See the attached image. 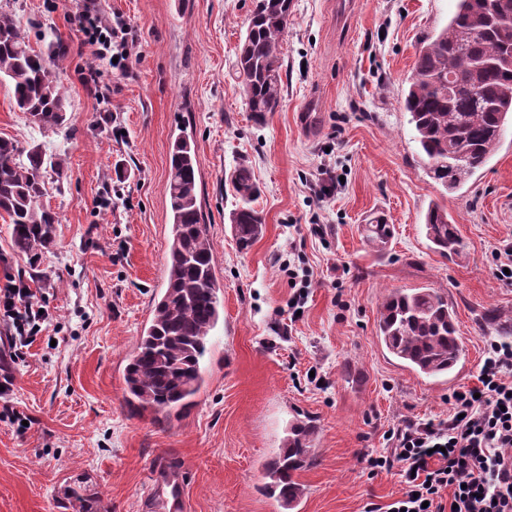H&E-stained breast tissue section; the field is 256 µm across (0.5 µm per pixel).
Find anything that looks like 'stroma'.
<instances>
[{
	"label": "stroma",
	"mask_w": 512,
	"mask_h": 512,
	"mask_svg": "<svg viewBox=\"0 0 512 512\" xmlns=\"http://www.w3.org/2000/svg\"><path fill=\"white\" fill-rule=\"evenodd\" d=\"M78 2L0 0L35 50L67 49L63 125L39 126L0 84V137L41 147L42 203L59 216L53 244L32 266L14 253L0 214V287L23 280L47 311L13 366V398L33 424L20 431L0 421V512H83L88 500L97 512H145L160 462L183 470L189 512H363L401 496L399 472L369 476L365 455L382 450L393 423L447 418L449 394L477 385L486 342L501 336L484 309L512 322V284L493 274L496 249L512 241V126L448 194L430 177L403 108L418 52L455 0H350L346 27L337 0H294L282 99L262 123L235 74L252 0H100L136 32L127 78L80 54L82 36L68 22ZM91 69L94 94L82 79ZM310 98L320 115L313 132L300 117ZM182 133L195 144L224 316L192 407L159 424L130 412L124 372L166 287V180ZM243 163L265 218L245 252L230 227L229 179ZM325 165L342 183L318 200L310 187ZM433 202L447 206L462 257L431 249L424 214ZM378 220L392 232L382 251L366 239ZM295 255L313 270L297 313L285 271ZM415 288L447 296L454 310L465 355L448 379L401 366L376 337L384 295ZM299 418L314 427L316 461L289 509L265 492L263 467Z\"/></svg>",
	"instance_id": "stroma-1"
}]
</instances>
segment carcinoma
<instances>
[{
	"label": "carcinoma",
	"instance_id": "cac0c4a2",
	"mask_svg": "<svg viewBox=\"0 0 512 512\" xmlns=\"http://www.w3.org/2000/svg\"><path fill=\"white\" fill-rule=\"evenodd\" d=\"M292 6L293 0H255L239 46L236 77L257 121L280 104L281 44ZM62 60L59 50L46 55L35 51L13 19L0 13V82L8 83L15 107L43 127L60 126L66 119L54 73ZM450 71L455 74L451 88L444 81ZM404 107L433 178L447 192L456 191L487 164L512 122V20L492 23L483 0H456L448 24L420 48ZM454 149L468 158L458 170L448 165ZM43 164L38 149L25 152L16 141L0 137V212L10 218L14 250L31 265L53 243L58 223L57 214L41 204L46 192ZM231 183L238 203L230 223L239 249L246 251L265 224L253 206L260 188L245 165L234 171ZM166 194L172 235L167 285L124 376L127 405L164 418L189 406L200 391V360L222 310L209 227L201 211L196 152L184 135L173 145ZM424 225L427 239L441 255H462L447 206L431 203ZM390 237L389 225L379 220L368 229L367 239L379 251ZM376 336L394 358L430 378L450 374L464 356L448 299L430 288L385 296ZM312 435L310 426L292 423L284 448L265 467L266 491L288 508L304 492L299 473L315 461Z\"/></svg>",
	"mask_w": 512,
	"mask_h": 512
}]
</instances>
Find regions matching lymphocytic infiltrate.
Returning a JSON list of instances; mask_svg holds the SVG:
<instances>
[{
    "mask_svg": "<svg viewBox=\"0 0 512 512\" xmlns=\"http://www.w3.org/2000/svg\"><path fill=\"white\" fill-rule=\"evenodd\" d=\"M68 21L93 58L115 60L116 70L128 73L136 38L122 15H105L99 0H82ZM0 311L13 328L6 338L12 350L42 319L25 285L0 289ZM478 381L449 395L447 418L390 427L383 451L366 465L373 475L399 470L406 488L387 505L367 503L363 512H512V340H488Z\"/></svg>",
    "mask_w": 512,
    "mask_h": 512,
    "instance_id": "obj_1",
    "label": "lymphocytic infiltrate"
}]
</instances>
